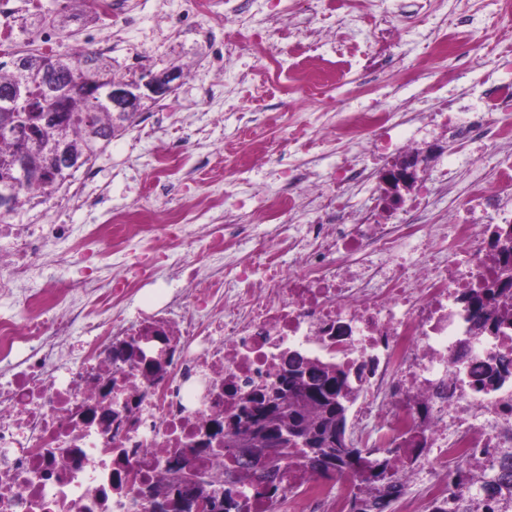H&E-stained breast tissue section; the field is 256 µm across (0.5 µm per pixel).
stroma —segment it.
Here are the masks:
<instances>
[{"label":"stroma","mask_w":512,"mask_h":512,"mask_svg":"<svg viewBox=\"0 0 512 512\" xmlns=\"http://www.w3.org/2000/svg\"><path fill=\"white\" fill-rule=\"evenodd\" d=\"M507 0H379L360 25H351L344 13L322 12L318 0H243L249 14L274 7L277 20L263 32L264 42L275 51L278 70L265 71L252 47L239 48L223 58L225 0H208L206 10L192 23L191 31L161 23L162 14H177L178 0H121L122 8L111 23L94 18L81 26L77 36L56 37L53 50H65L78 39L103 40L117 75L131 77L141 69L162 71L177 67L180 83L164 100L144 110L136 125L113 138L92 160L93 178L77 170L71 184L60 187L46 203L24 207L19 224H72L74 237L52 243L41 260L39 275L27 280L30 288L47 284L66 286L82 282L87 304L111 281V258L90 262L89 280H82L75 265L83 239L96 227L109 223L113 212L141 210L154 224L166 211L187 210L195 224L235 223L246 210L233 205H204V198L219 194L217 179L224 167L236 164V189L260 188L271 181V162L303 165L318 181L336 164L335 145L322 139L314 128H304L308 113H321L323 121L338 113H354L372 102L396 105L413 114L439 111L444 99L455 98L472 106L492 87L512 86V18L505 13ZM410 26L409 37L397 41L387 36L393 19ZM479 42L474 57L444 61L440 89L424 73L438 50L443 32ZM382 37L396 81H386L379 64L355 59L340 75L323 77L336 62V47L352 46L370 35ZM303 71L314 79H326V95L317 100L304 93H289L285 71ZM400 136L411 138L416 149L442 145L437 158L456 172L452 185L441 189L423 219L448 223L465 197L472 180L494 181L501 156L512 155V145L500 155H482L465 162L458 159L457 145L449 138L432 136L424 124L402 125ZM186 144L188 152L176 176L177 199L163 197L154 186L153 160L172 145ZM181 280L168 270L159 271L153 283L117 303L111 315L126 321L140 309L174 294L184 293Z\"/></svg>","instance_id":"1"}]
</instances>
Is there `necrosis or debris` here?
Wrapping results in <instances>:
<instances>
[{"instance_id": "obj_1", "label": "necrosis or debris", "mask_w": 512, "mask_h": 512, "mask_svg": "<svg viewBox=\"0 0 512 512\" xmlns=\"http://www.w3.org/2000/svg\"><path fill=\"white\" fill-rule=\"evenodd\" d=\"M424 121L464 146L496 151L512 143V90H490L463 118L446 101ZM396 128L393 112L372 106L323 132L378 163L393 152L411 155ZM363 174L347 162L321 183L296 165L283 168L272 189L249 196L269 226L258 241L259 266H238L224 280L176 250L191 244L204 257L220 256L227 241L247 240V225L206 232L176 210L159 233L118 213L107 238L111 286L95 311L66 287L49 298L27 294L23 324L0 318V372L9 375L0 385V512H151L147 493L165 480L174 452L198 448L237 394L273 380L292 354L363 366L358 430L401 470L409 490L402 512L445 506L450 469L489 464L512 448V321L473 337L464 299L493 272L496 229L512 224V156L495 183H475L463 204L495 213L492 224L415 222L436 184L451 177L442 164L396 212L379 200L351 214L348 187ZM302 194L321 199V213L289 243L286 218ZM72 233L69 224H0V237L14 240L0 255V298L17 295L19 275L36 274L48 245ZM288 246L297 255L292 266L283 262ZM165 266L183 280L188 300L143 309L130 324L108 318L115 300ZM76 328L77 364L56 377L44 339L70 342ZM490 367L498 377L488 383ZM414 435L424 447L407 469ZM358 481L352 472L329 482L301 471L277 505L255 497L247 510L347 512Z\"/></svg>"}]
</instances>
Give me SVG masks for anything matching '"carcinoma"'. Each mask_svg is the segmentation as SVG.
Instances as JSON below:
<instances>
[{
  "label": "carcinoma",
  "mask_w": 512,
  "mask_h": 512,
  "mask_svg": "<svg viewBox=\"0 0 512 512\" xmlns=\"http://www.w3.org/2000/svg\"><path fill=\"white\" fill-rule=\"evenodd\" d=\"M114 79L112 57L96 50H50L42 62L29 67L22 76L7 62L0 61V143L4 144L0 148V179L15 172L20 152L30 169H47L52 150L58 143L82 159V164L91 161L112 141L116 132L132 125L139 116L132 112L119 122L112 106L89 100L85 93L88 83L107 86ZM16 92L35 99L27 116L31 134L23 147L9 130L14 122L9 97ZM71 169L72 166L61 162L47 173L43 182L18 184L13 205L8 209L0 208V222L16 215L22 197L27 201L47 200L71 175ZM506 265H512V252H496L495 273L489 284L469 297L471 307L485 313V323L493 329L512 319V290L495 287ZM295 375L304 377L307 393L288 396L286 413L269 411L262 415L263 426L271 432H298L308 436L315 448L286 454L263 449L279 471V479L270 491L260 485L251 461L224 454V474L211 477L213 485L224 489V512H245L251 494L276 501L288 484V477L300 469L324 477L356 471L360 480L351 500L364 505L362 512H391V504L405 490L399 472L391 470L385 457H355L351 450L336 447V414L341 407L353 404L357 395L344 369L332 363L298 364L290 367L288 375L278 378L272 387L289 382ZM500 456L511 463L497 472L491 465L479 470H466L460 465L448 475V496L457 506L454 512H471V500L460 490L462 485L484 491L486 500L494 504L495 512H512V448L502 449Z\"/></svg>",
  "instance_id": "carcinoma-1"
}]
</instances>
